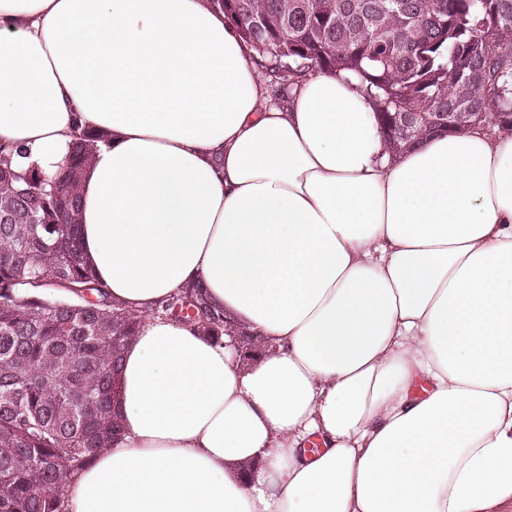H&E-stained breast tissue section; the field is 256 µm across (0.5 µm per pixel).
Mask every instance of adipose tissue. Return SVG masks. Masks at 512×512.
<instances>
[{
    "label": "adipose tissue",
    "mask_w": 512,
    "mask_h": 512,
    "mask_svg": "<svg viewBox=\"0 0 512 512\" xmlns=\"http://www.w3.org/2000/svg\"><path fill=\"white\" fill-rule=\"evenodd\" d=\"M77 127L141 327L66 512H512V131L393 156L348 73L270 104L210 0H0V145L50 174ZM190 283L221 338L157 315Z\"/></svg>",
    "instance_id": "1"
}]
</instances>
